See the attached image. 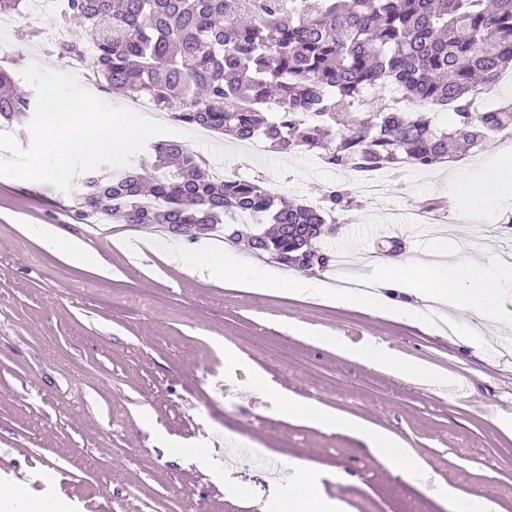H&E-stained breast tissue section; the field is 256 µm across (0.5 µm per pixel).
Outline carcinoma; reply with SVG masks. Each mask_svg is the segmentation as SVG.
Listing matches in <instances>:
<instances>
[{
	"label": "carcinoma",
	"mask_w": 512,
	"mask_h": 512,
	"mask_svg": "<svg viewBox=\"0 0 512 512\" xmlns=\"http://www.w3.org/2000/svg\"><path fill=\"white\" fill-rule=\"evenodd\" d=\"M26 9L27 0H0L1 15ZM56 22L84 25L86 39L53 54L93 53L106 88L231 142L314 151L335 169L427 168L512 126V105L473 107L512 68V0H67ZM13 83L0 65V128L34 112V96ZM375 86L448 108L452 126L368 99ZM269 99L279 111H268ZM78 195L71 212L80 224L101 214L176 236L222 228L259 259L318 272L336 256L313 241L349 206L344 190L304 204L256 178L215 177L176 139L148 143L124 168L84 174ZM149 199L161 204L147 207Z\"/></svg>",
	"instance_id": "obj_1"
}]
</instances>
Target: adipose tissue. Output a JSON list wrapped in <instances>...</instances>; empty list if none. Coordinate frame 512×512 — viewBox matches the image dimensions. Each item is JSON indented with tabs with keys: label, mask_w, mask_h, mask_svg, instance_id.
Returning a JSON list of instances; mask_svg holds the SVG:
<instances>
[{
	"label": "adipose tissue",
	"mask_w": 512,
	"mask_h": 512,
	"mask_svg": "<svg viewBox=\"0 0 512 512\" xmlns=\"http://www.w3.org/2000/svg\"><path fill=\"white\" fill-rule=\"evenodd\" d=\"M512 185V150L500 153V161L489 168L481 183L471 187L452 206L469 215L476 204H494L499 191ZM31 232L50 249L63 252L67 258L82 265H97L98 258L85 243L63 235L50 224H34ZM161 251L175 267L219 280L231 275L254 288H287L304 295H320L324 289L319 280L308 277L285 276L266 264H243L238 253L211 240L187 243L182 240H146L129 243L132 251L142 247ZM370 290L339 289L333 296L338 304L363 310L373 315L391 313L394 316L420 323L424 315L420 303L435 302L495 325L512 322V264L502 263L491 270L478 262L465 264L433 260L417 262L399 257L384 262L371 279ZM322 345L336 352L389 373L421 382L434 383L440 375L428 366L399 356L384 344L371 341L361 346L349 345L343 337H321ZM284 416L301 423L333 427L363 441L383 463L399 470L419 486L428 485L433 469L431 464L394 434L375 429L349 416H340L325 406L304 399L283 397Z\"/></svg>",
	"instance_id": "obj_1"
}]
</instances>
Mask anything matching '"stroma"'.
<instances>
[{"instance_id":"stroma-1","label":"stroma","mask_w":512,"mask_h":512,"mask_svg":"<svg viewBox=\"0 0 512 512\" xmlns=\"http://www.w3.org/2000/svg\"><path fill=\"white\" fill-rule=\"evenodd\" d=\"M15 30L14 18L0 17V56L15 73L34 62L63 70L47 41H18ZM207 143L231 153L211 168L262 178L298 202L350 183L348 172L309 151L255 157L215 133ZM511 144L512 127L445 166L384 173L390 194L357 198L320 242L350 253L355 265L349 274L330 270L332 288L360 282L369 251L423 260L444 235L457 261L495 266L512 251V200L467 218L449 202ZM73 200L45 182L0 177V476L25 474L30 499L56 498L61 512H287L296 470L306 464L318 496L342 501L348 512H450L356 437L284 419L277 396L285 392L397 435L441 484L512 512L505 330L480 328L482 348L474 351L436 324L420 328L232 278L213 282L176 269L160 252L122 248L127 239L159 236L156 225L107 220L87 235L71 218ZM432 202L441 205L439 217L421 235L399 243L369 235L378 224L408 223ZM30 224L84 239L101 269L46 248L27 232ZM336 335L352 345L377 340L465 390L440 395L317 342ZM258 371L266 389L252 384ZM200 448L208 463L195 461ZM244 452L280 461L282 476L225 468V459Z\"/></svg>"}]
</instances>
